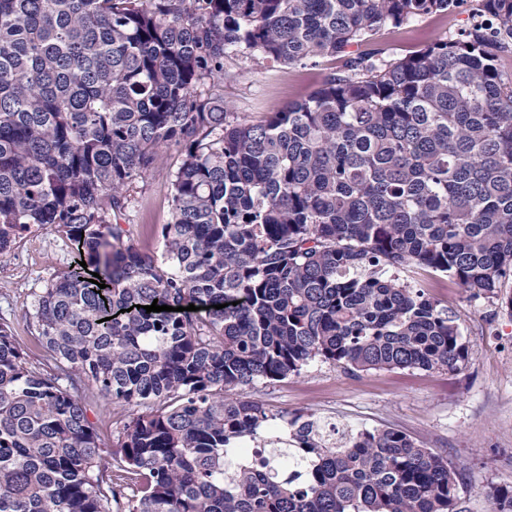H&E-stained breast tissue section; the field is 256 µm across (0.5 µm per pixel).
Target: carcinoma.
I'll list each match as a JSON object with an SVG mask.
<instances>
[{
	"mask_svg": "<svg viewBox=\"0 0 512 512\" xmlns=\"http://www.w3.org/2000/svg\"><path fill=\"white\" fill-rule=\"evenodd\" d=\"M452 3L0 0V264L38 230L76 251L24 313L46 359L0 318V512H458L456 468L391 427L299 414L231 459L276 419L260 381L465 364L453 312L400 273L512 312V0L404 58L349 51ZM248 55L341 66L242 122L220 88ZM171 149L157 254L123 220ZM88 390L139 408L110 448ZM488 496L512 512V485Z\"/></svg>",
	"mask_w": 512,
	"mask_h": 512,
	"instance_id": "1",
	"label": "carcinoma"
}]
</instances>
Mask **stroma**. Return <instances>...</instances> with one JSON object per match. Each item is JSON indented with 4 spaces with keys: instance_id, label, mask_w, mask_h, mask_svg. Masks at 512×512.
<instances>
[{
    "instance_id": "1",
    "label": "stroma",
    "mask_w": 512,
    "mask_h": 512,
    "mask_svg": "<svg viewBox=\"0 0 512 512\" xmlns=\"http://www.w3.org/2000/svg\"><path fill=\"white\" fill-rule=\"evenodd\" d=\"M476 0H457L445 15L415 19L382 30L375 46L385 59L410 55L468 28ZM337 61L278 65L261 57L228 60L224 103L239 119L256 121L317 89L337 71ZM181 158L170 151L145 186L137 189L126 212L138 225L140 242L153 251L162 243L155 233L170 219V180ZM73 249L42 231L25 237L10 261L0 267V316L12 320L21 342L34 358V347L21 315L45 281L69 267ZM442 305L455 312L469 360L457 370L394 368L354 375L313 361L299 374L273 383H257L249 394L276 415L315 414L337 431L393 427L443 455L460 474V512H491L490 485L512 484V312L475 298L447 279L432 283Z\"/></svg>"
}]
</instances>
